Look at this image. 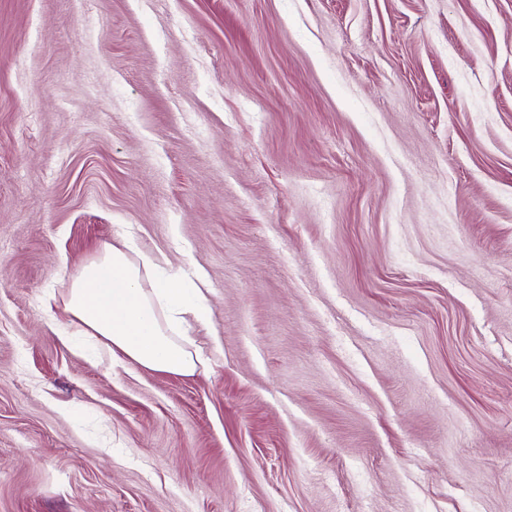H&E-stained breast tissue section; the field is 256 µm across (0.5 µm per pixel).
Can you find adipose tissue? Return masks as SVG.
I'll return each mask as SVG.
<instances>
[{
  "instance_id": "1",
  "label": "adipose tissue",
  "mask_w": 512,
  "mask_h": 512,
  "mask_svg": "<svg viewBox=\"0 0 512 512\" xmlns=\"http://www.w3.org/2000/svg\"><path fill=\"white\" fill-rule=\"evenodd\" d=\"M203 295L190 276L170 275L130 238L104 245L74 278L65 310L81 335L104 339L134 365L191 375L199 359L182 343Z\"/></svg>"
}]
</instances>
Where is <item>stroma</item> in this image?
I'll use <instances>...</instances> for the list:
<instances>
[{
  "label": "stroma",
  "instance_id": "stroma-1",
  "mask_svg": "<svg viewBox=\"0 0 512 512\" xmlns=\"http://www.w3.org/2000/svg\"><path fill=\"white\" fill-rule=\"evenodd\" d=\"M121 224L194 375L57 336ZM0 512H512V0H0Z\"/></svg>",
  "mask_w": 512,
  "mask_h": 512
}]
</instances>
